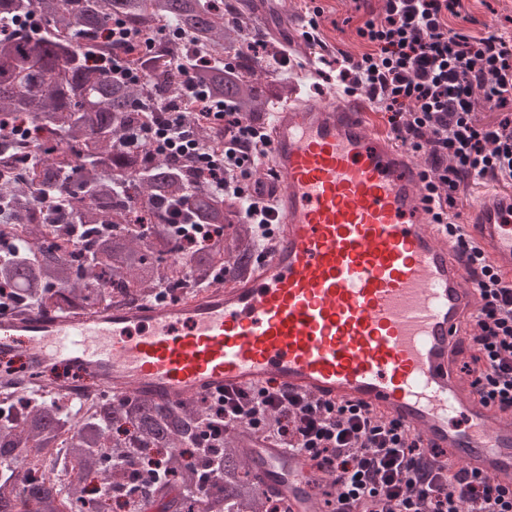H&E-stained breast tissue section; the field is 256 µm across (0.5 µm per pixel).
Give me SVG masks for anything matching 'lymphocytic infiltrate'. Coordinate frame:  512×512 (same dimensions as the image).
I'll return each instance as SVG.
<instances>
[{"mask_svg": "<svg viewBox=\"0 0 512 512\" xmlns=\"http://www.w3.org/2000/svg\"><path fill=\"white\" fill-rule=\"evenodd\" d=\"M461 0H386L357 34L369 50L336 63L347 91L365 92L387 116L395 139L424 155L425 188L439 224L454 223L461 187L480 181L512 186V37L452 27ZM204 117L220 130L223 147L202 142L178 108L154 115L159 154L183 159L201 184L237 204L256 240L271 234V208L249 191L268 141L258 125L197 87ZM499 113L484 122L476 101ZM457 248L480 271V305L466 370L483 402L512 412V282L503 281L479 245L458 235ZM208 414L190 442L208 456L230 428L251 431L300 457L311 469L338 470L335 512H512V492L487 477L429 460L401 424L351 404L326 402L271 385L203 398Z\"/></svg>", "mask_w": 512, "mask_h": 512, "instance_id": "1", "label": "lymphocytic infiltrate"}]
</instances>
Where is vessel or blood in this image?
Segmentation results:
<instances>
[{
    "label": "vessel or blood",
    "instance_id": "1",
    "mask_svg": "<svg viewBox=\"0 0 512 512\" xmlns=\"http://www.w3.org/2000/svg\"><path fill=\"white\" fill-rule=\"evenodd\" d=\"M265 130L274 225L244 277L168 304L1 319L0 357L21 338L35 366L168 406L268 382L350 402L400 421L440 461L512 487V413L484 404L457 368L477 310L471 266L433 222L416 161L361 92L290 102ZM462 227L512 281V192L480 196ZM244 446L289 512H321L341 477L270 442Z\"/></svg>",
    "mask_w": 512,
    "mask_h": 512
}]
</instances>
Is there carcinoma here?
<instances>
[{
	"mask_svg": "<svg viewBox=\"0 0 512 512\" xmlns=\"http://www.w3.org/2000/svg\"><path fill=\"white\" fill-rule=\"evenodd\" d=\"M235 0H0V161L11 159L17 121L47 133L36 145L31 175L0 188V240L13 224L28 225L27 239L0 250V292L24 307L54 312L90 311L155 299L164 284L187 272L193 285L248 272L256 248L249 228L224 200L198 185L193 169L156 157L142 143L125 146L143 127L141 101L177 104L190 82L236 112L260 123L296 94L280 43L259 34L266 53L242 55L251 31ZM150 34L148 48L125 57L146 76L142 84L112 80V26ZM65 197L62 209L35 211L46 195ZM207 221L211 246L188 249L170 225ZM72 237L64 254L55 238ZM199 400L167 407L127 393L97 402L74 418L65 455L78 478L58 488L30 480L21 448H46L64 425L51 401L32 405L17 420L0 419V512H109L114 487L154 502L163 512H269L270 497L230 432L219 453L224 480L204 489L207 459L191 457L189 430L204 414ZM140 448L137 460L127 453ZM167 476L148 489L134 466L148 467L150 451ZM98 479L103 493L87 499L83 484Z\"/></svg>",
	"mask_w": 512,
	"mask_h": 512,
	"instance_id": "1",
	"label": "carcinoma"
}]
</instances>
